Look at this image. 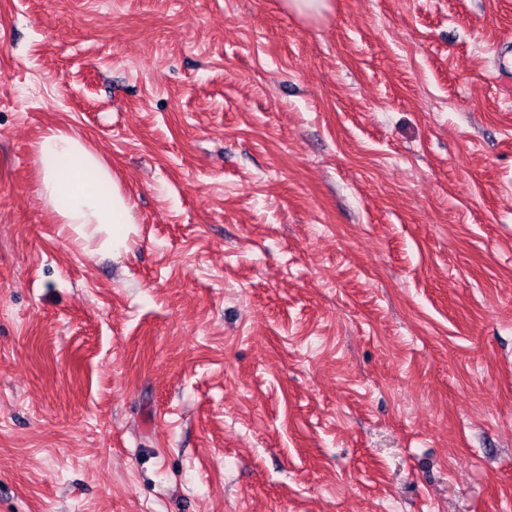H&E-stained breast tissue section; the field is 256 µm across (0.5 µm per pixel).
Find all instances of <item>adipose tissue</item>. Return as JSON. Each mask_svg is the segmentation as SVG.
Listing matches in <instances>:
<instances>
[{
  "mask_svg": "<svg viewBox=\"0 0 512 512\" xmlns=\"http://www.w3.org/2000/svg\"><path fill=\"white\" fill-rule=\"evenodd\" d=\"M35 159L39 194L63 234L90 254L128 252L137 222L111 165L84 139L59 130L36 143Z\"/></svg>",
  "mask_w": 512,
  "mask_h": 512,
  "instance_id": "1",
  "label": "adipose tissue"
}]
</instances>
